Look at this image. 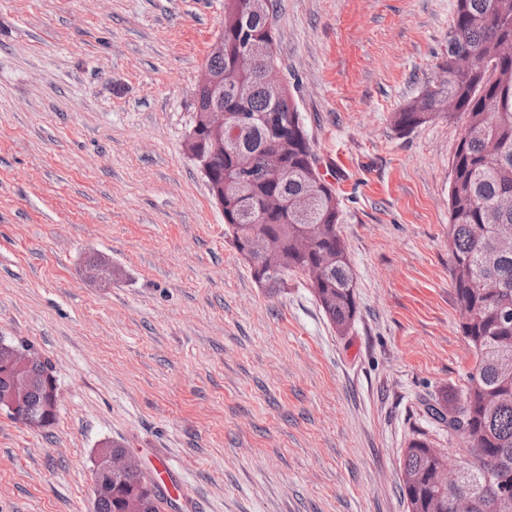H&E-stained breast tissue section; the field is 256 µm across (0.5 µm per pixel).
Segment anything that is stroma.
<instances>
[{"label":"stroma","mask_w":512,"mask_h":512,"mask_svg":"<svg viewBox=\"0 0 512 512\" xmlns=\"http://www.w3.org/2000/svg\"><path fill=\"white\" fill-rule=\"evenodd\" d=\"M455 0H277L283 74L339 231L357 318L305 277L257 283L183 151L224 0H0V339L47 358L60 403L0 411V512H94V453L181 482L162 512H407L422 401L473 355L448 256L462 115L391 123L435 79ZM117 271L91 281L89 258Z\"/></svg>","instance_id":"obj_1"}]
</instances>
